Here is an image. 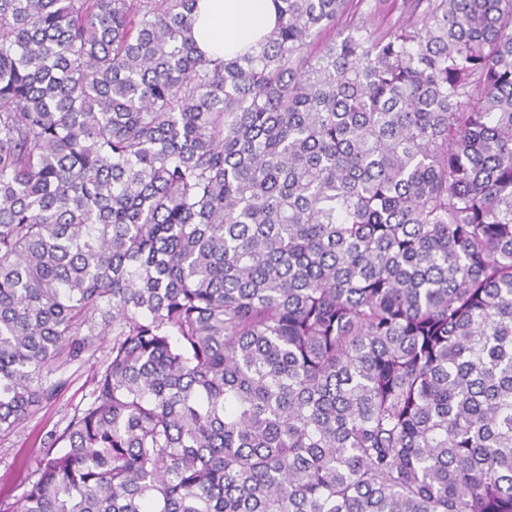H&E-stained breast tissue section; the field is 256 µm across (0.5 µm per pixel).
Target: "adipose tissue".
<instances>
[{
	"label": "adipose tissue",
	"mask_w": 512,
	"mask_h": 512,
	"mask_svg": "<svg viewBox=\"0 0 512 512\" xmlns=\"http://www.w3.org/2000/svg\"><path fill=\"white\" fill-rule=\"evenodd\" d=\"M194 36L210 58L249 52L275 25L272 0H197Z\"/></svg>",
	"instance_id": "adipose-tissue-1"
}]
</instances>
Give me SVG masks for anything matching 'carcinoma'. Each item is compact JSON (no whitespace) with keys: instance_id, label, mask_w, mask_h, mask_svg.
Returning <instances> with one entry per match:
<instances>
[{"instance_id":"obj_1","label":"carcinoma","mask_w":512,"mask_h":512,"mask_svg":"<svg viewBox=\"0 0 512 512\" xmlns=\"http://www.w3.org/2000/svg\"><path fill=\"white\" fill-rule=\"evenodd\" d=\"M274 3L0 0V439L112 337L20 512H512V0ZM273 0H198L194 36L210 58L249 52L275 25Z\"/></svg>"}]
</instances>
